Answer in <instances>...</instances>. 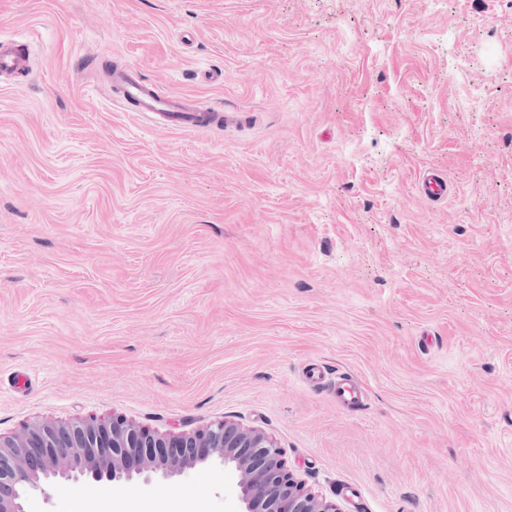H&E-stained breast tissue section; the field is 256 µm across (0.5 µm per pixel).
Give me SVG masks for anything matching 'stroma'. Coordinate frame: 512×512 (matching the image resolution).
<instances>
[{"label": "stroma", "instance_id": "obj_1", "mask_svg": "<svg viewBox=\"0 0 512 512\" xmlns=\"http://www.w3.org/2000/svg\"><path fill=\"white\" fill-rule=\"evenodd\" d=\"M17 34L0 435L226 420L341 512H512V0H0ZM108 63L247 124L151 125L101 89ZM231 488L209 463L29 508L234 512ZM422 193L432 201H440L448 194V182L439 173L428 172L422 179ZM336 401L342 404L358 406L363 403L365 389L361 382L352 376H338L333 386Z\"/></svg>", "mask_w": 512, "mask_h": 512}]
</instances>
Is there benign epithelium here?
<instances>
[{"instance_id": "1", "label": "benign epithelium", "mask_w": 512, "mask_h": 512, "mask_svg": "<svg viewBox=\"0 0 512 512\" xmlns=\"http://www.w3.org/2000/svg\"><path fill=\"white\" fill-rule=\"evenodd\" d=\"M217 462L236 478L238 512H340L307 489L267 433L220 421L167 437L124 418L35 422L0 436V512H30L35 492L59 480L85 478L117 487L138 476L149 484L187 478Z\"/></svg>"}]
</instances>
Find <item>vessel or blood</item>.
Here are the masks:
<instances>
[{
	"label": "vessel or blood",
	"instance_id": "b4317fda",
	"mask_svg": "<svg viewBox=\"0 0 512 512\" xmlns=\"http://www.w3.org/2000/svg\"><path fill=\"white\" fill-rule=\"evenodd\" d=\"M30 50L27 44L13 38L0 37V75L13 76L28 71ZM112 82L119 92L116 102L133 112L179 127L202 126L205 107L192 104L189 99L176 98L158 90L156 84L142 76L136 68L127 67L112 74ZM423 194L434 201L448 194V182L438 173H427L422 179ZM337 402L352 406L361 405L365 389L351 376L337 377L333 386Z\"/></svg>",
	"mask_w": 512,
	"mask_h": 512
}]
</instances>
